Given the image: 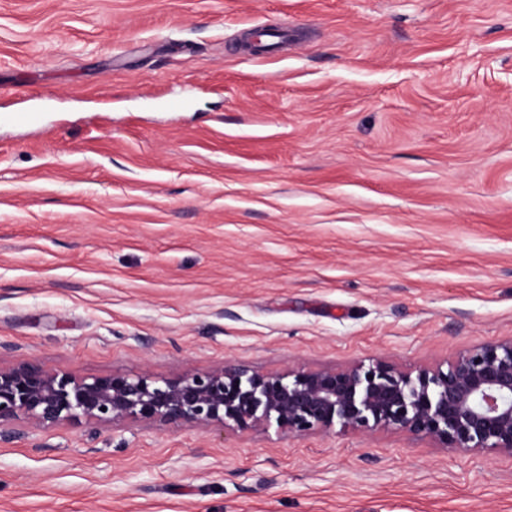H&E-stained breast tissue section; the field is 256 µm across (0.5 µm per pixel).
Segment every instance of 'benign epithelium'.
<instances>
[{"instance_id":"obj_1","label":"benign epithelium","mask_w":512,"mask_h":512,"mask_svg":"<svg viewBox=\"0 0 512 512\" xmlns=\"http://www.w3.org/2000/svg\"><path fill=\"white\" fill-rule=\"evenodd\" d=\"M295 435L339 424L389 428L461 452L512 456V337L477 345L416 376L378 360L281 374L226 362L176 378L149 372L81 377L36 361L0 367V427L148 422L248 431L264 421Z\"/></svg>"}]
</instances>
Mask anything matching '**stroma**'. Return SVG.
I'll use <instances>...</instances> for the list:
<instances>
[{
    "label": "stroma",
    "mask_w": 512,
    "mask_h": 512,
    "mask_svg": "<svg viewBox=\"0 0 512 512\" xmlns=\"http://www.w3.org/2000/svg\"><path fill=\"white\" fill-rule=\"evenodd\" d=\"M287 28L278 55L239 47ZM0 364L446 365L512 336V0H0ZM0 512H512L402 431L13 424Z\"/></svg>",
    "instance_id": "35a3bbf8"
}]
</instances>
